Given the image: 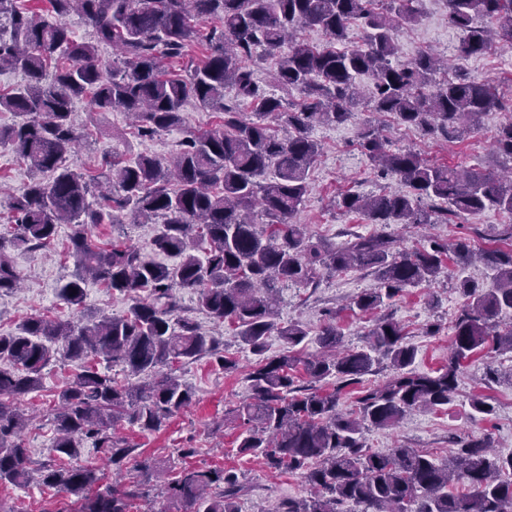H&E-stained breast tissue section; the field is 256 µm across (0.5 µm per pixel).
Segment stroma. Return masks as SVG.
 Here are the masks:
<instances>
[{
  "label": "stroma",
  "mask_w": 512,
  "mask_h": 512,
  "mask_svg": "<svg viewBox=\"0 0 512 512\" xmlns=\"http://www.w3.org/2000/svg\"><path fill=\"white\" fill-rule=\"evenodd\" d=\"M459 39V32L448 23L443 0H420L418 22L402 27L397 33L399 51L395 61L404 65L419 52L434 50L447 56L449 66L464 67L480 79L498 80L504 97L511 99L512 49L495 45L486 54L461 60L455 52ZM182 116L181 126L143 141L135 137L126 113L97 112L88 100H78L76 125L85 137L67 162L97 174L103 171L104 158L108 155L142 152L165 160L175 153L186 132L209 130L220 123L217 113L194 103L184 108ZM511 117L505 111L488 112L479 128L461 142L421 136L392 117L380 118L379 125L392 146L415 149L429 161L497 172L505 161L494 153L493 137L497 128ZM371 118V113L360 112L344 124L319 125L312 131L321 150L310 168L308 193L294 220L307 225L315 239L336 247L343 246L353 236L379 230L378 225L368 223L363 216L338 209L336 202L341 194L351 190L372 195L396 185L394 179L377 176L358 146L359 130ZM503 224H512V214L490 209L476 215H462L453 224H432L424 229L393 224L387 231L397 237L405 250L419 247L431 236L450 242L466 237L472 246L486 248L491 246L497 229ZM11 257L21 286L13 293L0 296V334L14 332L19 320L32 314L62 321L77 320V309L60 300L56 291L59 279L73 268L72 259L66 258L61 247H54L47 253L15 251ZM464 276L475 280L486 291L496 286L493 272L483 264L474 263L461 269L448 261L432 284L406 288L402 296L385 306V313L407 328V341L417 349L416 371L432 372L447 364L451 321L461 304L456 283ZM374 283L371 270L353 269L342 276L323 280L316 288L286 285L279 292L278 321L284 326L298 322L307 328L309 335L300 346L301 355L307 356L319 352L318 335L328 321L327 310L332 309L344 333L345 347L361 348L373 317L348 310L346 304ZM429 323L440 324L439 335H425L424 327ZM224 342L239 361L237 371L224 372L206 357L185 365L179 376L194 393L190 406L172 417L161 431L144 432L127 425L122 434L131 447L156 458L165 468H237L248 488L240 502L242 512H279L283 502L305 496L306 485L300 476L269 473L257 459L237 453L236 441L243 428L234 410L249 394L245 376L256 358L232 336H225ZM490 367L512 368V355L486 351L473 355L461 368L456 396L448 408L413 412L393 429H369L365 433L368 445L376 450L395 446L425 450L443 462L448 458L451 438L486 436L496 453L511 454L512 380L488 381L485 373ZM78 369L75 361L51 363L44 370L41 390L21 401V409L33 417L23 440L34 462L49 459L54 437L50 410ZM476 394L494 406L493 415L486 416L471 409L470 401ZM62 502V496L34 483L25 487L0 486V512H54Z\"/></svg>",
  "instance_id": "35a3bbf8"
}]
</instances>
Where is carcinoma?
I'll list each match as a JSON object with an SVG mask.
<instances>
[{
  "label": "carcinoma",
  "instance_id": "1",
  "mask_svg": "<svg viewBox=\"0 0 512 512\" xmlns=\"http://www.w3.org/2000/svg\"><path fill=\"white\" fill-rule=\"evenodd\" d=\"M445 2L448 23L461 33L458 56L481 55L494 40L512 49V0ZM418 4L387 0L379 10L373 0H46L52 20L45 21L17 0H0V71L27 76L23 87L0 92V112L18 117L0 126V147L30 172L29 181L4 199L13 231L0 234V294L20 285L11 252L48 249L67 224L63 249L74 270L59 283L61 299L81 307L88 285L99 284L132 301L119 317L86 309L75 322L31 316L0 335V484L54 489L73 500L63 512H131L139 482L120 477L103 483L100 467L78 461L79 448L89 442L119 468L131 459L133 471L147 481L158 463L128 447L119 427L156 432L187 407L193 392L175 375L186 364L209 356L226 373L238 370L222 337L180 314L178 294L190 293L201 311L228 323L241 345L259 356L246 375L251 395L235 409L244 426L237 452L272 472L304 479L307 495L288 500L281 512H342L344 503L361 504L362 512H512V454L492 453L487 439L458 438L439 464L415 448L374 451L364 437L370 427L398 426L416 409L447 407L462 361L472 354L486 348L512 353V323L500 321L512 312V224L497 232L501 247L475 252L465 239L451 246L433 240L409 253L383 233L330 247L291 221L320 151L311 135L318 124L339 125L369 110L448 142L496 107L512 112L497 85L461 69L436 81L448 71V60L432 52L419 53L407 66L393 64L394 32L418 21ZM74 13L91 27L92 41L70 32L66 19ZM210 18L221 27L208 38L202 65L184 75L166 69V61L183 56L194 42V22ZM354 22L364 30L365 46L336 48ZM307 27L321 30L331 45L299 40ZM102 46L120 55L121 68L102 62ZM259 47L276 60L281 89L299 91V103L254 80L249 62ZM362 76L371 83L367 94L358 82ZM229 87L232 98L224 94ZM87 95L99 112L127 113L141 139L178 126L190 101L220 114L222 123L188 133L168 160L113 156L105 160L109 174L101 183L65 164L80 138L73 104ZM247 101L255 106L250 119L241 109ZM358 139L362 153L402 189L346 192L338 206L347 213L383 226L451 224L462 213L487 209L512 213V167L497 174L428 163L410 149H390L373 126L362 127ZM494 148L512 162V118L497 128ZM256 207L263 224L251 218ZM125 212L158 225L156 257L145 258L118 239L105 247L93 239L92 226L106 218L115 224ZM165 257L179 261L170 266ZM447 259L463 268L480 261L495 272L497 288L485 292L467 278L458 280L462 305L448 364L432 374L410 370L416 350L389 315L376 317L365 345L348 352L341 349L336 312H328L321 351L311 357L296 350L307 336L304 327L275 321L282 283L315 288L324 277L371 269L374 287L354 296L349 308L373 312L406 288L435 280ZM274 332L284 350L268 357L267 338ZM58 357L82 366L53 409L51 461L34 468L16 440L28 421L18 401L42 387L43 368ZM383 359L391 378L362 388L356 410L339 413L342 390L362 383ZM102 362L147 381L125 384L99 371ZM301 372L330 388L299 393ZM242 491L233 468L190 466L161 488L179 504L176 512H241Z\"/></svg>",
  "mask_w": 512,
  "mask_h": 512
}]
</instances>
